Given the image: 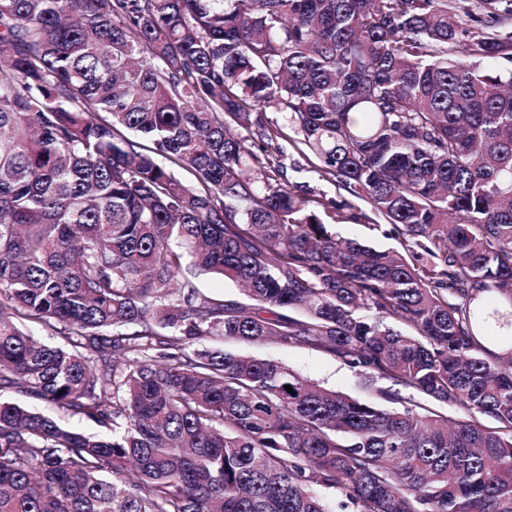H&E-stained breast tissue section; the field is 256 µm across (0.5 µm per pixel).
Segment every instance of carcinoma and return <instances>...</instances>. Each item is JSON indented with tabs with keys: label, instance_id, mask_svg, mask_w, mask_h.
<instances>
[{
	"label": "carcinoma",
	"instance_id": "obj_1",
	"mask_svg": "<svg viewBox=\"0 0 512 512\" xmlns=\"http://www.w3.org/2000/svg\"><path fill=\"white\" fill-rule=\"evenodd\" d=\"M452 2L0 0V512H512V0ZM285 132L291 138H280L277 142L283 151L281 160L288 180L292 184L303 186L313 199H321V197L335 198L337 201L346 199L356 207L368 208L364 201L350 196L343 190H338L333 183L315 172L316 160L308 153L299 150L297 144L293 141L294 135L290 130L285 129ZM391 225L380 222L378 230L370 229L360 224H335L332 231L340 238L365 239L367 242L380 250L396 249L399 247L398 240L391 232ZM196 285L203 292L211 296H220L226 299H240L239 289L223 279L211 276H200ZM224 346L226 349L241 351L258 358L279 361L294 373L321 387L344 393L354 399L371 400L383 407H401L376 393V389L386 388L390 383L378 381L374 389H366L356 372L330 354L285 345H241L227 342Z\"/></svg>",
	"mask_w": 512,
	"mask_h": 512
}]
</instances>
